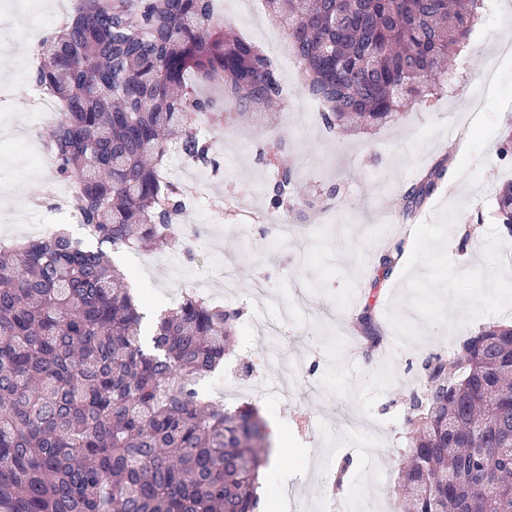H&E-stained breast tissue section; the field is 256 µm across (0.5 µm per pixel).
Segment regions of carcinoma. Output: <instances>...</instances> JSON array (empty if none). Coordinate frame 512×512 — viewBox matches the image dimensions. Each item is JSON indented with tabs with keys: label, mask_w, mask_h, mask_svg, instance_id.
<instances>
[{
	"label": "carcinoma",
	"mask_w": 512,
	"mask_h": 512,
	"mask_svg": "<svg viewBox=\"0 0 512 512\" xmlns=\"http://www.w3.org/2000/svg\"><path fill=\"white\" fill-rule=\"evenodd\" d=\"M333 129L378 126L419 104L467 44L482 0H265ZM212 0H76L40 42L34 83L63 117L47 139L71 185L85 246L63 231L0 245V512H262L266 423L197 388L224 364L239 312L193 295L146 323L102 250L168 243L181 196L161 179L170 144L214 164L195 116L221 82L241 112L280 99L276 71ZM453 155L406 196L423 206ZM294 200L287 164L268 185ZM512 230V181L496 193ZM358 324L372 348L371 312ZM399 469L409 512H512V327L485 326L453 356L424 360Z\"/></svg>",
	"instance_id": "1"
}]
</instances>
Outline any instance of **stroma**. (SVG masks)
I'll list each match as a JSON object with an SVG mask.
<instances>
[{
	"label": "stroma",
	"instance_id": "35a3bbf8",
	"mask_svg": "<svg viewBox=\"0 0 512 512\" xmlns=\"http://www.w3.org/2000/svg\"><path fill=\"white\" fill-rule=\"evenodd\" d=\"M68 17L55 8L32 14L24 0H0V20L14 30L0 43V241L25 238V223L49 224L73 238L89 240L73 222V199L57 200V174L45 140L51 127L33 101L34 65L28 31L38 37L58 30ZM265 0H216L215 22L231 24L252 45L265 44ZM512 42V0H490L468 46L447 68L443 93L400 112L386 124L357 131L328 129L314 112L299 63L277 66L286 94L255 116L225 104L223 85H201L215 102L203 121L214 164L185 167L164 157L175 179L198 181L203 198L193 223H179L172 242L156 253L150 268L128 251L113 256L134 285L147 312L175 307L186 288L224 267L228 253L241 255L233 274L235 293L221 303L239 309L234 351L225 366H255L266 341L260 326L276 314L278 298L291 312L290 354L301 371L285 377V400L241 393V404L257 408L267 431L279 440L288 484L304 512H330L341 500L374 493L381 512H399L397 474L409 448L411 396L422 393V361L431 354L452 356L460 341L492 323H512V277L490 281L497 267L512 269V236L497 215L496 190L512 180V57L499 53ZM498 61L492 94L480 82L489 59ZM279 131L292 169L296 198L288 210L294 229L287 243L274 233L249 238L244 224H271L279 213L267 185L273 176L265 143ZM455 154L438 189L416 214L410 235L405 196L447 149ZM257 186L255 210L235 209V190ZM318 200L315 208L307 200ZM212 231V247L196 243L193 225ZM408 251L391 272L379 258L392 242ZM264 282L266 294L255 290ZM494 300H487L484 287ZM371 310L382 344L395 360L379 366L363 348L357 317ZM359 419L360 430L350 428ZM352 462L343 497L323 484L342 459Z\"/></svg>",
	"mask_w": 512,
	"mask_h": 512
}]
</instances>
